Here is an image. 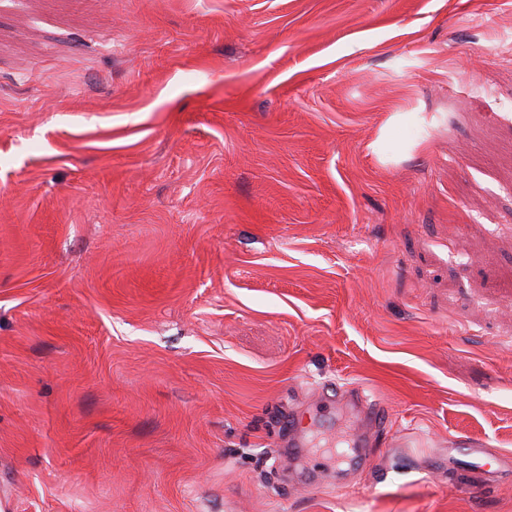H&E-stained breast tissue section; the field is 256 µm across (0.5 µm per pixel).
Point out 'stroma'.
Wrapping results in <instances>:
<instances>
[{
  "label": "stroma",
  "instance_id": "1",
  "mask_svg": "<svg viewBox=\"0 0 512 512\" xmlns=\"http://www.w3.org/2000/svg\"><path fill=\"white\" fill-rule=\"evenodd\" d=\"M512 0H0V512H512ZM326 386L389 411L357 463ZM488 445L470 438L454 437L448 444V463H454L461 469L477 467L488 476L502 471L512 473V455L490 453Z\"/></svg>",
  "mask_w": 512,
  "mask_h": 512
}]
</instances>
